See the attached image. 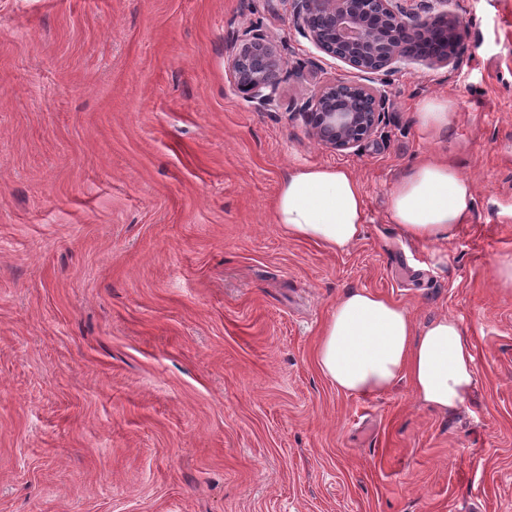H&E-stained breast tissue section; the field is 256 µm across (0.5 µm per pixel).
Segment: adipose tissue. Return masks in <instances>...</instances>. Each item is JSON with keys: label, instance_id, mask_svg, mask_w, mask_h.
I'll list each match as a JSON object with an SVG mask.
<instances>
[{"label": "adipose tissue", "instance_id": "adipose-tissue-1", "mask_svg": "<svg viewBox=\"0 0 512 512\" xmlns=\"http://www.w3.org/2000/svg\"><path fill=\"white\" fill-rule=\"evenodd\" d=\"M472 201L470 181L440 161L407 170L388 193L392 223L430 242L447 239L465 223ZM273 212L288 236L335 252L358 242L368 222L364 188L340 166L288 169ZM315 361L336 390L350 395H381L407 380L421 404L439 414L458 408L475 382L473 347L455 318L442 316L416 328L401 303L366 288L337 299Z\"/></svg>", "mask_w": 512, "mask_h": 512}]
</instances>
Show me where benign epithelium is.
<instances>
[{
	"mask_svg": "<svg viewBox=\"0 0 512 512\" xmlns=\"http://www.w3.org/2000/svg\"><path fill=\"white\" fill-rule=\"evenodd\" d=\"M294 21L303 37L323 54L358 74L383 75L405 59L417 57L413 44L430 35L432 17L408 12L394 0H292ZM448 53L429 57L449 64L456 57L460 20L444 17ZM231 71L236 87L249 101L267 108L276 101L281 82L290 76L274 44L258 30L247 29L233 41ZM385 95L359 80L322 83L305 106L309 134L336 150L356 147L375 133Z\"/></svg>",
	"mask_w": 512,
	"mask_h": 512,
	"instance_id": "7a95c632",
	"label": "benign epithelium"
}]
</instances>
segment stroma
<instances>
[{"label":"stroma","mask_w":512,"mask_h":512,"mask_svg":"<svg viewBox=\"0 0 512 512\" xmlns=\"http://www.w3.org/2000/svg\"><path fill=\"white\" fill-rule=\"evenodd\" d=\"M408 7L459 18L456 63L398 64L376 135L337 151L299 109L351 72L289 0H0V512H512V0ZM249 26L304 69L266 110L231 77ZM431 96L456 113L433 136ZM426 160L473 186L440 243L388 213ZM310 165L364 186L346 252L274 221ZM350 288L458 319L457 409L336 391L314 346ZM454 104L448 98L437 96L424 100L417 108L418 126L423 131L442 132L453 122Z\"/></svg>","instance_id":"obj_1"}]
</instances>
